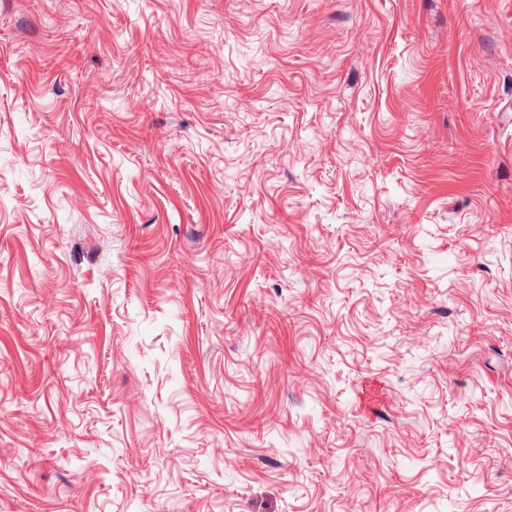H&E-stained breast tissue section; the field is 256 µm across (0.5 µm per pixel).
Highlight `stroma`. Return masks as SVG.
<instances>
[{"label":"stroma","mask_w":512,"mask_h":512,"mask_svg":"<svg viewBox=\"0 0 512 512\" xmlns=\"http://www.w3.org/2000/svg\"><path fill=\"white\" fill-rule=\"evenodd\" d=\"M0 512H512V0H0Z\"/></svg>","instance_id":"35a3bbf8"}]
</instances>
